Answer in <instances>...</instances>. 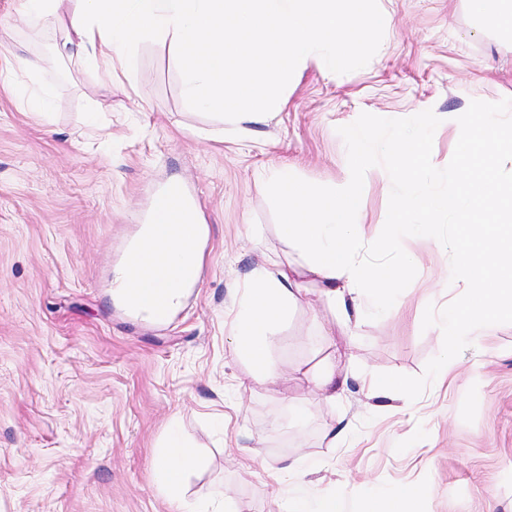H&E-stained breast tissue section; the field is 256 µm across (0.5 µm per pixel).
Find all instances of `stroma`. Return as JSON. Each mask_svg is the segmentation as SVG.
I'll return each instance as SVG.
<instances>
[{"instance_id":"stroma-1","label":"stroma","mask_w":512,"mask_h":512,"mask_svg":"<svg viewBox=\"0 0 512 512\" xmlns=\"http://www.w3.org/2000/svg\"><path fill=\"white\" fill-rule=\"evenodd\" d=\"M382 4L391 27L363 59L334 75L309 65L268 122L236 127L186 100L157 39L139 38L132 87L109 86L59 56V30L13 25L15 0H0V512H175L152 469L173 427L200 457L189 500L223 490L250 512H279L288 488L265 468L301 455L320 462L316 478L344 512L404 488L413 512H512V321L474 330L443 369L433 314L464 291L441 280L453 261L435 242L450 222L397 237L387 219L407 190L399 173L366 187L360 251L419 256L393 316L368 304L346 323L316 298L299 304L269 349L283 384L254 382L229 336L234 292L257 264L306 261L279 232L262 171L339 185L353 130L386 141L422 126L434 188L447 192L461 178L449 113L512 123V41L465 0ZM22 47L43 59L36 78L12 71ZM28 82L50 92L51 118L22 106L16 86ZM169 181L194 197L203 260L176 320L153 324L117 307L112 270ZM336 343L349 346L337 375H391V398L356 388L333 406L313 401L307 375ZM334 427L345 440L332 448Z\"/></svg>"}]
</instances>
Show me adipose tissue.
Listing matches in <instances>:
<instances>
[{
	"label": "adipose tissue",
	"instance_id": "ef3b65f1",
	"mask_svg": "<svg viewBox=\"0 0 512 512\" xmlns=\"http://www.w3.org/2000/svg\"><path fill=\"white\" fill-rule=\"evenodd\" d=\"M15 12L22 24L56 26L72 59L107 79L132 75L135 35L157 37L184 75L190 104L235 125L265 122L301 70L313 63L336 73L390 25L376 0H15ZM448 124L457 145L453 163L462 174L449 193L432 189L430 140L418 130L384 147L374 134L355 131L350 177L325 191L301 185L288 168L268 172L280 200L281 233L308 262L301 270L257 265L238 291L230 334L250 359L255 381L282 379L268 350L290 308L308 293L304 274L314 276L316 293L328 307L345 314L369 299L385 312L397 284L418 266L410 252L394 264L359 260L358 219L378 154L408 185L392 201L391 224L423 231L445 214L455 228L449 240L457 256L452 275L465 293L449 302L441 325L443 361L453 363L467 330L512 318V181H502L499 173L500 162L512 158V124L491 112H453ZM201 229L193 215L143 225L134 240L137 264L123 262L112 271L115 291L151 288L180 306L198 277L201 253L192 240ZM196 464L194 449L174 431L154 472L175 489Z\"/></svg>",
	"mask_w": 512,
	"mask_h": 512
}]
</instances>
